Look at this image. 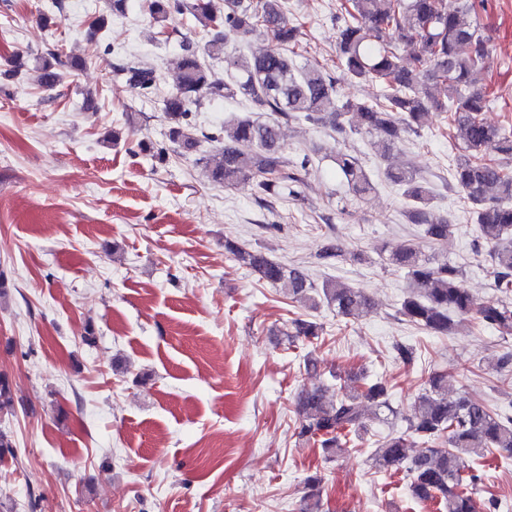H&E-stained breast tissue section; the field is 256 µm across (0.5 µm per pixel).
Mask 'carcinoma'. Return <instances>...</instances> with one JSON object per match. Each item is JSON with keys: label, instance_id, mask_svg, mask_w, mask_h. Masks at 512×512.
<instances>
[{"label": "carcinoma", "instance_id": "cac0c4a2", "mask_svg": "<svg viewBox=\"0 0 512 512\" xmlns=\"http://www.w3.org/2000/svg\"><path fill=\"white\" fill-rule=\"evenodd\" d=\"M149 16L163 31L176 15L188 10L210 34L202 49L188 44L179 63L177 82L165 100V120L171 143L190 150L197 140L189 133L192 109L201 99L243 97L264 121L233 116L224 126L204 137L223 143L213 157L204 159L208 178L230 188L241 181L252 183L258 200L287 195L301 196L299 188L311 165L303 154L288 159L283 143V125L304 118L313 125L377 139L386 153L404 133L422 128L430 112H447L449 127L460 132L462 154L449 167L454 186L472 205L479 238L491 245L493 287L501 297L479 302L459 285V270L445 259L426 258L413 246L389 253L390 264L406 270L410 293L398 313L404 321L434 336L453 329L452 315H475L479 324L503 335L512 334V135L487 124L481 117L489 91L478 88L473 73L485 63L486 41L479 33L476 3L465 0L457 10L446 9L444 0H340L336 27L337 66L353 78L374 82L383 92L373 102L347 99L338 102L336 81L318 62L299 63L295 51L301 24L288 16V0H150ZM256 32L287 47V52L265 51L251 57L226 51L228 36L245 39ZM413 48L409 61L400 46ZM224 58L232 73L226 81L217 76L206 58ZM61 54L55 49L39 57L40 83L47 89L62 81ZM114 70L140 96L159 89L153 69L121 62ZM448 90L445 99L437 96ZM249 150H243V147ZM336 176L354 196L366 198L376 185L358 157L340 150L334 157ZM384 178L403 187L412 202L406 210L414 224L423 226V236L433 245H443L454 233L448 219L430 211L432 199L427 180L414 170L388 168ZM224 249L257 281L279 288L284 297L304 299L315 310L325 303L336 315L355 321L371 308L370 299L358 288L327 280L318 288L297 269L267 257L263 252L232 241ZM286 336L314 343L322 327L309 318L290 321ZM448 375L435 374L418 396L403 430L379 442L371 454L373 465L384 471H405L413 494L443 504L444 512H494L496 500L477 496L478 475H463L467 456H483L495 450L512 454V416L502 417L480 399L461 395L448 400ZM396 414L388 388L381 382L341 386L336 399L326 400L321 387L305 389L296 399L298 434L327 453L346 447L368 433L360 406ZM421 445L408 458L407 448ZM321 478L306 479L310 489L302 512H319Z\"/></svg>", "mask_w": 512, "mask_h": 512}]
</instances>
